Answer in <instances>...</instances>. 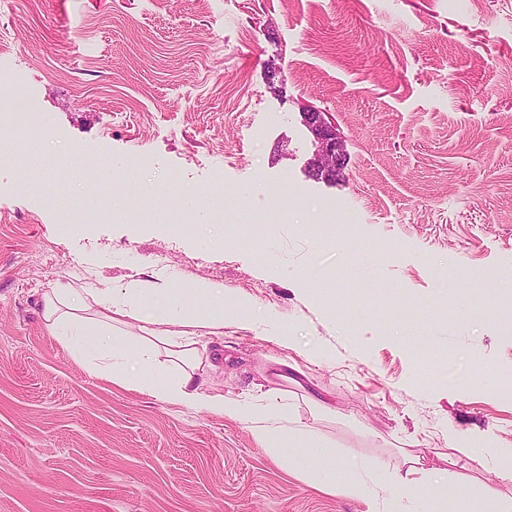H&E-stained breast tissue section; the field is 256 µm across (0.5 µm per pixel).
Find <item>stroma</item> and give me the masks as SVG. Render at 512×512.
Listing matches in <instances>:
<instances>
[{"instance_id": "35a3bbf8", "label": "stroma", "mask_w": 512, "mask_h": 512, "mask_svg": "<svg viewBox=\"0 0 512 512\" xmlns=\"http://www.w3.org/2000/svg\"><path fill=\"white\" fill-rule=\"evenodd\" d=\"M0 38L48 120L37 176L65 186L50 204L0 165V512H367L304 449L277 460L47 332L52 288L159 271L253 299L305 353L282 379L281 351L225 330L207 393L262 386L337 456L390 468L409 441L512 495V0H0ZM304 100L346 138L334 180L308 175ZM73 152L111 160L99 198ZM339 213L356 225L323 234ZM478 369L492 388L467 386ZM452 431L486 457L449 466Z\"/></svg>"}]
</instances>
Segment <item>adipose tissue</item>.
Listing matches in <instances>:
<instances>
[{
	"label": "adipose tissue",
	"instance_id": "adipose-tissue-1",
	"mask_svg": "<svg viewBox=\"0 0 512 512\" xmlns=\"http://www.w3.org/2000/svg\"><path fill=\"white\" fill-rule=\"evenodd\" d=\"M43 320L48 332L73 355L92 359L114 384L247 423L261 448L277 459L289 448L311 449L323 460L316 472L319 486L367 499L368 512H379L367 482L377 465L337 457L329 443L288 415L275 394L239 401L203 391L198 343L227 327L254 331L259 316L252 300L206 281L174 286L158 274L153 280H132L118 288L52 289L43 297ZM131 322L137 327L133 334L127 330ZM386 478L404 496L447 500L450 512H482L481 500L469 485L453 486L437 472L418 471L410 455H403L401 465L387 471Z\"/></svg>",
	"mask_w": 512,
	"mask_h": 512
}]
</instances>
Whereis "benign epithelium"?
Wrapping results in <instances>:
<instances>
[{"instance_id": "obj_1", "label": "benign epithelium", "mask_w": 512, "mask_h": 512, "mask_svg": "<svg viewBox=\"0 0 512 512\" xmlns=\"http://www.w3.org/2000/svg\"><path fill=\"white\" fill-rule=\"evenodd\" d=\"M304 126L314 146L311 159V173L316 178H333L344 165L346 143L329 113L323 112L311 103L300 104Z\"/></svg>"}]
</instances>
